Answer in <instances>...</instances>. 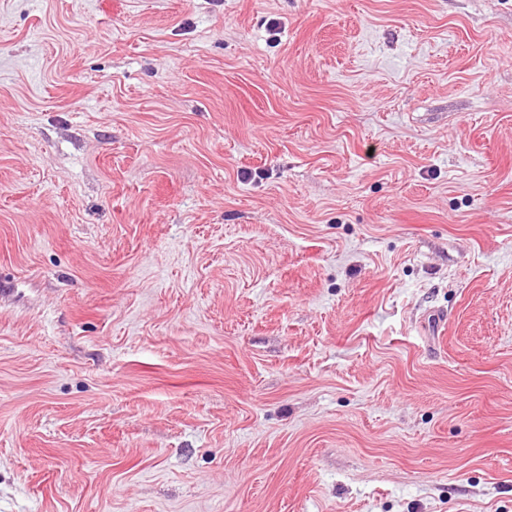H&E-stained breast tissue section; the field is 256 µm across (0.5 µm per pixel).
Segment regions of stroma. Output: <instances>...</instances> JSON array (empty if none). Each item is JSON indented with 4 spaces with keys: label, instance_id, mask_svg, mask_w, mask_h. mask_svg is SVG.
<instances>
[{
    "label": "stroma",
    "instance_id": "stroma-1",
    "mask_svg": "<svg viewBox=\"0 0 512 512\" xmlns=\"http://www.w3.org/2000/svg\"><path fill=\"white\" fill-rule=\"evenodd\" d=\"M0 512H512V0H0Z\"/></svg>",
    "mask_w": 512,
    "mask_h": 512
}]
</instances>
